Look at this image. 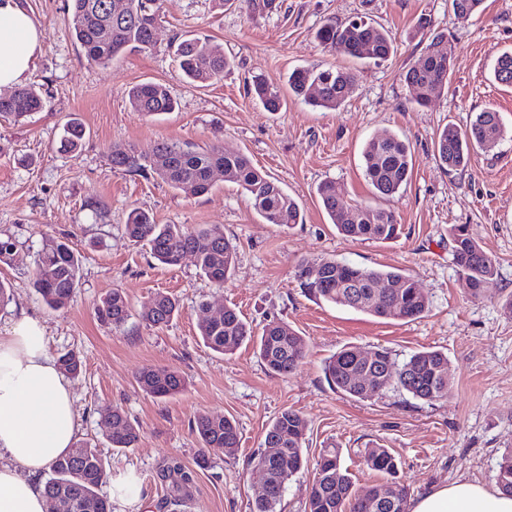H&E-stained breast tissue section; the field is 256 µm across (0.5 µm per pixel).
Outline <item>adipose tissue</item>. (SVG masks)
<instances>
[{
	"instance_id": "obj_1",
	"label": "adipose tissue",
	"mask_w": 512,
	"mask_h": 512,
	"mask_svg": "<svg viewBox=\"0 0 512 512\" xmlns=\"http://www.w3.org/2000/svg\"><path fill=\"white\" fill-rule=\"evenodd\" d=\"M41 49L20 0H0V89L22 84ZM76 442L69 380L39 320L22 317L0 332V512H46L37 478ZM409 512H512V496L458 480L411 499Z\"/></svg>"
}]
</instances>
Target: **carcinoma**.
<instances>
[{
    "label": "carcinoma",
    "mask_w": 512,
    "mask_h": 512,
    "mask_svg": "<svg viewBox=\"0 0 512 512\" xmlns=\"http://www.w3.org/2000/svg\"><path fill=\"white\" fill-rule=\"evenodd\" d=\"M155 0H70L71 36L86 59L106 66L128 49H149L154 43L158 15ZM483 0H450L454 14L467 20L476 14ZM316 38L326 48L346 56L366 59L375 64L389 60L394 52V38L385 28L357 18L345 23L324 22ZM424 63L405 71L404 79L415 93V102L426 104L431 95L448 84L454 47L445 34L432 31L426 35ZM180 69L191 82L206 84L224 78L231 61L224 53L211 48L199 38L180 41L176 48ZM494 79L512 85V51L497 57ZM356 71L347 68H298L288 75L292 94L308 104L325 110H337L344 104L354 84ZM250 93L268 112L283 107L280 90L262 77L252 80ZM130 104L141 117H150L175 109L170 91L157 83L137 84L129 89ZM44 99L33 86L22 85L10 97H0V117L19 122L42 110ZM85 130L77 119L64 126V141L74 151L83 141ZM506 130L499 112L484 109L475 113L468 130L460 132L452 125L444 127L435 142L440 164L453 173L467 167L471 153L494 151L505 139ZM366 176L373 194L389 199L408 183L412 173L410 144L387 134L372 138L364 146ZM112 167L127 172L155 174L170 188L190 197L206 194L212 187L213 174L224 172L248 197L252 208L266 224L277 226L301 224L303 216L297 202L259 169L244 153H230L212 144L205 148L186 143L162 141L152 155H142L133 148L116 146L112 150ZM322 207L339 234L353 240L388 241L398 237L401 225L395 213L386 208L356 204L347 207L336 196L333 182L325 181L317 189ZM125 230L135 242H144L152 257L162 265L176 266L188 254L194 256L200 272L218 287L231 277L237 262L235 246L224 237V227L206 226L189 230L179 224H157L146 211L133 209L128 214ZM448 234L453 242V263L458 273L469 282L471 295L479 297L483 284L497 276V260L474 240L462 225H451ZM81 279V260L67 241H58L39 256L33 277V288L52 309L66 307ZM296 279L304 293L316 300L337 306L354 290L373 299L370 307L357 310L371 316L400 321L416 320L429 307L413 276L400 269L361 268L335 258L324 257L303 261ZM380 283H398L396 289L380 288ZM179 312L177 300L163 292L156 293L141 311L144 322L163 325ZM99 319L119 329L130 317L128 301L117 288L96 306ZM199 336L215 352L231 355L244 344H253L256 353L271 372L292 373L306 356V344L287 324L271 321L260 336L231 307L224 308L220 318L199 323ZM355 346L342 348L324 366L328 383L338 392L360 401L373 400L390 389H401L412 398L433 403L448 398L452 382L442 377L448 357L438 350L419 351L402 364H395L391 351L377 348L376 359L366 363L354 357ZM137 383L154 397H168L183 390L184 378L173 371L146 366L135 375ZM103 436L114 448H133L139 442L140 430L126 414L115 407L101 416ZM307 421L300 413L284 409L266 430L264 447L253 459L249 478L266 487L257 498L252 512H281L282 495L288 481L306 464L304 454ZM194 431L202 452L197 465L207 466L209 454L234 448L239 442L237 425L225 416L200 412L194 420ZM80 452L71 451L58 459L44 482V493L61 504V512H112L110 502L98 493L106 478L104 461L97 446L79 441ZM339 448H327L316 462L315 476L306 512H408L409 492L393 479L395 458L387 448L374 446L364 452L366 466L389 476L364 491H358L351 478L341 470ZM170 471L177 476L174 486L180 489L194 482V470L174 460ZM500 491L512 495V449L502 456L497 474Z\"/></svg>",
    "instance_id": "cac0c4a2"
}]
</instances>
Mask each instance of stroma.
<instances>
[{"label":"stroma","instance_id":"35a3bbf8","mask_svg":"<svg viewBox=\"0 0 512 512\" xmlns=\"http://www.w3.org/2000/svg\"><path fill=\"white\" fill-rule=\"evenodd\" d=\"M23 2L43 36L27 81L40 87L46 105L20 123L0 119V236L16 241L12 259L0 263V280L12 288L11 301L0 307V331L21 317L36 318L53 355L72 352L81 359L82 371L71 379L77 436L101 453L109 482L100 492L110 496L112 512H133L136 497L152 501L155 512H251L261 489L248 479L250 463L286 408L308 422L307 464L288 482L282 512H304L316 460L333 447L341 449V467L360 490L382 480L364 462L365 449L375 445L394 455L395 477L410 496L458 480L496 489L498 463L512 448V314L504 309L512 297V141L491 153L474 152L468 167L451 175L434 158V139L450 123L466 129L486 108L512 130V86L493 77L496 57L512 50V0H483L481 13L467 20L455 16L448 0H278L268 14L223 7L219 0H157L153 47L126 52L105 67L89 63L72 39L67 0ZM361 15L396 39L395 56L382 65L324 49L315 37L325 20ZM422 19L452 40L454 55L447 86L420 107L401 73L423 59L424 46L413 36ZM186 34L206 38L233 59L223 80L203 86L183 80L172 46ZM336 65L358 74L337 111L290 96L272 114L247 93L256 75L282 88L295 68ZM143 82L168 88L176 110L139 116L127 91ZM70 117L86 128L75 151L60 146ZM392 133L409 142L414 163L404 191L386 203L401 233L388 242L346 239L316 189L330 180L344 204L375 203L362 152L368 140ZM164 140L217 142L247 154L297 201L303 223H263L241 189L220 175L206 195L188 198L156 176L113 168V147L149 155ZM135 207L159 224L223 226L238 252L231 279L215 286L190 256L174 267L157 265L148 247L125 233ZM454 224L465 226L498 263L497 276L476 299L452 260L448 229ZM63 239L81 258V284L70 304L55 311L32 279L38 253ZM320 257L405 270L429 310L406 322L309 298L295 267ZM115 288L130 306L119 330L94 310ZM159 292L177 298L180 312L158 327L140 313ZM228 306L257 331L272 320L290 325L306 342L302 365L278 375L266 370L253 346L227 356L207 348L197 324ZM347 344L384 347L400 361L419 350L442 351L452 391L433 404L396 391L372 401L336 392L323 366ZM145 366L181 374L185 390L168 398L147 394L135 381ZM115 407L139 427L136 447L118 449L103 436L100 417ZM201 411L232 418L239 443L212 454L176 506L167 466L176 458L194 467L201 446L192 422Z\"/></svg>","mask_w":512,"mask_h":512}]
</instances>
